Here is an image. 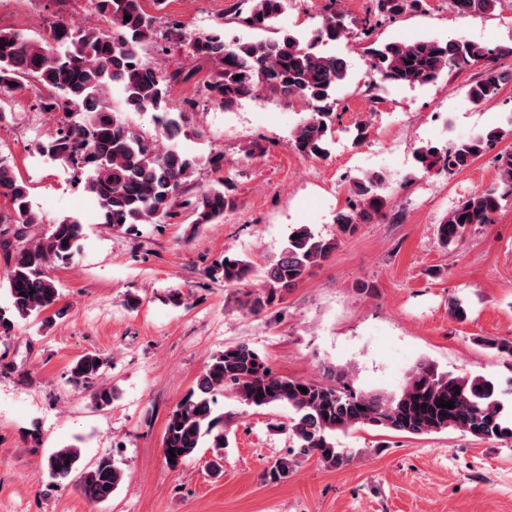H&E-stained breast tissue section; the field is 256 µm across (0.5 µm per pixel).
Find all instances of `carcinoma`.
Segmentation results:
<instances>
[{
  "label": "carcinoma",
  "mask_w": 512,
  "mask_h": 512,
  "mask_svg": "<svg viewBox=\"0 0 512 512\" xmlns=\"http://www.w3.org/2000/svg\"><path fill=\"white\" fill-rule=\"evenodd\" d=\"M238 23L249 30L277 28L287 0H247ZM95 13L110 27L72 28L64 22L51 28L49 38L0 30V118L3 104L34 82L41 94L36 108L61 114L55 132L34 142L35 154L86 174L85 191L95 200L100 223L114 230L138 224H155L177 207L180 189L197 171L201 158L182 148L189 118L168 103V85L161 63L145 58L144 50L164 39L182 35L162 29L157 16L147 13L143 0H89ZM501 0H448V7L462 16L493 11ZM378 13L396 16L422 7V0H374ZM131 20H124V16ZM346 16L332 11L302 40L288 30L273 38L228 40L216 29L185 42L189 56L210 65L207 90L226 109L257 93L284 103L295 99L311 104L312 112L293 129L288 145L306 157L325 158L333 138V109L337 87L348 76L342 56L318 49L320 45L348 38ZM493 51L467 40L424 38L412 42H387L369 50L375 82L384 85H429L480 62V76L466 92L474 104L493 99L512 80V71L487 62ZM121 89V110L111 107V88ZM153 112L157 133L165 142L133 129L120 112ZM491 128L467 140L443 147L422 146L415 159L427 172L440 167L463 170L484 149L503 138ZM386 178L379 172L352 182L358 205L336 214L338 233L332 238L315 235L306 224L295 227L279 255L261 271L265 292L248 296L245 306L258 312L281 300L283 293L301 282L335 250L339 237L380 215L386 206ZM0 195L10 208L0 210V254L5 269L0 288L7 290L8 305L0 307V337L9 336L15 320L38 318L53 309L60 298L51 274L54 266L68 263L82 238L83 224L66 217L44 234L33 228L42 223L30 203L29 185L14 166L0 157ZM512 197V152L498 158L495 182L485 190L458 202L437 226L445 248H457L467 227L490 224L501 203ZM234 200L224 187L199 193L193 203L194 223L214 224L233 209ZM210 276L236 286L255 272L253 263L225 255L208 268ZM106 361L88 353L71 367L75 381L91 385ZM306 388L307 392L300 391ZM230 393L241 403L264 408L285 406L290 411L285 426L295 448L266 473L278 482L288 478L299 462L317 457L329 468L340 469L354 458L349 448L336 446L340 434L373 427L410 435H428L448 429L467 432L481 440H512V411L505 409L494 382L484 376H454L441 372L429 360L418 361L407 373L399 392L366 391L356 383L350 367L328 365L320 380L274 373L260 354L246 343L224 348L205 365L196 387L179 400L165 427L162 451L171 470L193 457L205 439H211L214 475L223 471L224 416L214 415L215 395ZM112 388L93 390L97 408L112 405ZM453 408L439 407L440 401ZM178 451L169 455L170 449ZM81 449L66 445L53 451L46 463L52 484L61 486L80 472V488L86 499L101 504L124 483L125 471L111 458L102 457L79 468Z\"/></svg>",
  "instance_id": "1"
}]
</instances>
